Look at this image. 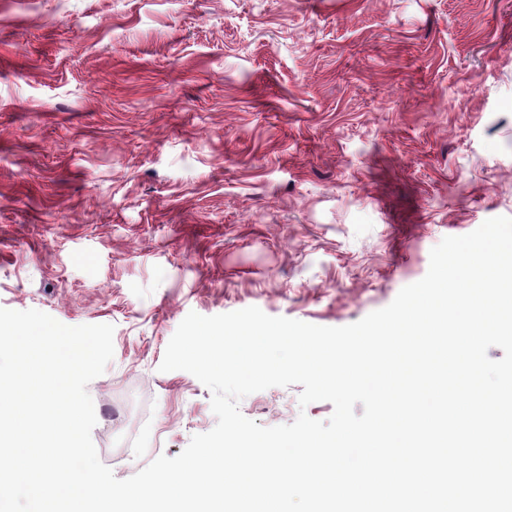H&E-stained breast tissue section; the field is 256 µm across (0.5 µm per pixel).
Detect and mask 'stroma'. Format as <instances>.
Returning a JSON list of instances; mask_svg holds the SVG:
<instances>
[{
  "mask_svg": "<svg viewBox=\"0 0 512 512\" xmlns=\"http://www.w3.org/2000/svg\"><path fill=\"white\" fill-rule=\"evenodd\" d=\"M512 217V0H0V308L110 324L126 479L213 429L189 312L339 327ZM301 386L239 403L272 427Z\"/></svg>",
  "mask_w": 512,
  "mask_h": 512,
  "instance_id": "stroma-1",
  "label": "stroma"
}]
</instances>
